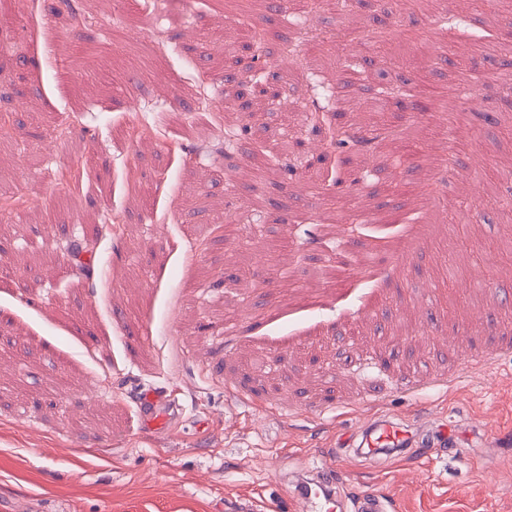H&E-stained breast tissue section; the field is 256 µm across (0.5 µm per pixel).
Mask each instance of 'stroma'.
Here are the masks:
<instances>
[{
	"mask_svg": "<svg viewBox=\"0 0 512 512\" xmlns=\"http://www.w3.org/2000/svg\"><path fill=\"white\" fill-rule=\"evenodd\" d=\"M208 3L86 0L78 23L62 0H0V195L20 201L0 211V512H301L316 460L342 512L369 492L388 512H512V262L487 249L512 225L493 207L512 195V65L442 56L458 0L392 18L353 0L307 43L287 6ZM255 26L264 112L244 76ZM345 28L360 40L340 53ZM380 94L392 141L429 144L402 185L386 149L345 153L323 196V131L265 133L314 95L362 130ZM155 387L178 411L151 431L135 391ZM379 417L447 418L463 439L342 447Z\"/></svg>",
	"mask_w": 512,
	"mask_h": 512,
	"instance_id": "1",
	"label": "stroma"
}]
</instances>
